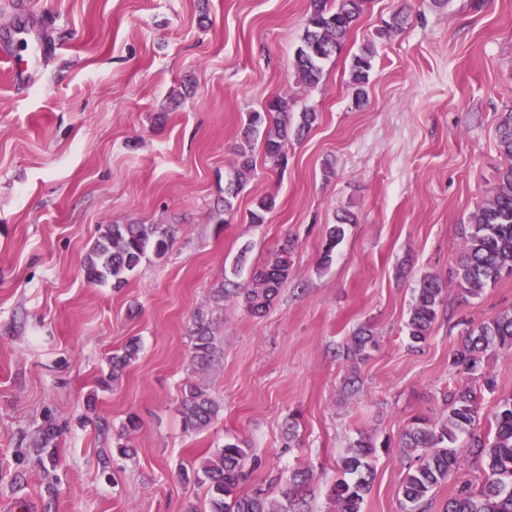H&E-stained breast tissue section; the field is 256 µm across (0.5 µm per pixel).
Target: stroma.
Instances as JSON below:
<instances>
[{
	"label": "stroma",
	"mask_w": 512,
	"mask_h": 512,
	"mask_svg": "<svg viewBox=\"0 0 512 512\" xmlns=\"http://www.w3.org/2000/svg\"><path fill=\"white\" fill-rule=\"evenodd\" d=\"M309 0H0V46L20 30L52 50L39 79L0 64V512H209L183 474L228 439L248 445L245 488L311 467L312 512H329L350 439L370 435L375 478L363 512H402L406 461L397 443L418 414L445 412L448 389L479 396L475 433L512 396V349L485 376L448 366L457 321L511 310L512 277L463 297L450 275L461 224L508 165L497 124L512 109V0H368L314 87L293 60ZM401 30L377 31L393 16ZM375 57L363 97L350 63ZM317 119L271 169L262 140L227 223L224 184L250 113L274 95ZM276 206L264 223L258 199ZM351 214L329 264L327 228ZM104 224H161L174 238L119 288L86 281L83 261ZM293 240V274L255 316L211 294L225 277ZM447 291L427 341L405 322L423 275ZM213 314L214 359L191 364L189 331ZM378 345L346 384L337 349L360 325ZM139 352L119 378L109 359ZM493 388H486L485 377ZM206 386L217 419L184 431L188 383ZM139 428L123 435L128 416ZM296 447H286L290 419ZM59 427L50 445L39 435ZM131 447L120 455L118 443Z\"/></svg>",
	"instance_id": "1"
}]
</instances>
